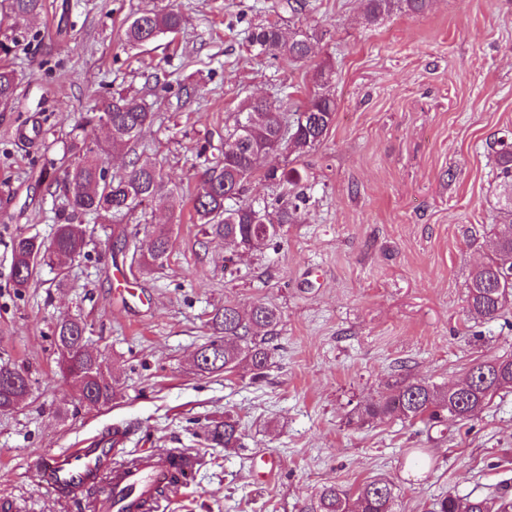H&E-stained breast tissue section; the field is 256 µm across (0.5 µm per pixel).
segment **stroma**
<instances>
[{
  "instance_id": "1",
  "label": "stroma",
  "mask_w": 512,
  "mask_h": 512,
  "mask_svg": "<svg viewBox=\"0 0 512 512\" xmlns=\"http://www.w3.org/2000/svg\"><path fill=\"white\" fill-rule=\"evenodd\" d=\"M46 0L9 66L16 96L0 110V366L29 370L32 390L0 412V512H89L87 497L38 485V456L78 448L118 428L122 454L149 449L197 458L193 478L164 512H303L320 489L353 493L384 477L396 512H431L440 496H512V391L467 422L362 425L356 407L410 375L459 381L480 360L512 356V324L473 318L467 282L491 252L500 223L496 141L512 132V0H433L423 15L367 21L362 0ZM174 5L183 29L140 49L123 32L135 14ZM279 22L306 33L304 61L266 60L250 27ZM335 120L303 155L261 160L246 185L259 201L279 188L270 167L297 169L302 198L282 237L253 249L208 240L193 217L204 155L219 153L236 112L254 97L299 103L317 88ZM197 91L183 98L181 87ZM125 89L158 117L141 141L181 210L147 211L172 227L163 267L144 275L112 249V227L89 224L85 255L43 269L25 289L11 279L14 238L47 241L59 223L55 189L40 178L72 128L94 123L100 96ZM37 123L35 140L20 127ZM262 302L281 322L264 378L197 374L209 315L225 303ZM82 320L87 347L116 389L88 409L62 378L52 330ZM241 447L212 443L225 415ZM276 469L258 480L260 459Z\"/></svg>"
}]
</instances>
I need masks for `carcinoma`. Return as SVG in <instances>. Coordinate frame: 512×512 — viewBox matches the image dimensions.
Returning <instances> with one entry per match:
<instances>
[{
	"label": "carcinoma",
	"mask_w": 512,
	"mask_h": 512,
	"mask_svg": "<svg viewBox=\"0 0 512 512\" xmlns=\"http://www.w3.org/2000/svg\"><path fill=\"white\" fill-rule=\"evenodd\" d=\"M432 0H365V16L374 21L398 8L416 16L425 13ZM44 0H0V59H8L22 41L17 29L40 14ZM182 13L173 6L144 11L127 25L125 44L138 48L178 33L183 26ZM257 54L272 59L301 61L309 57L306 38L287 37L276 22L259 24L248 35ZM17 89L16 74L0 65V105L8 106ZM336 102L326 95H314L296 105L295 118H288V103L274 104L264 98L247 102L224 136V149L207 169L206 178L192 198L197 223L206 236L229 245L251 249L280 235L282 225L290 224L298 206L278 196L254 203L243 200L245 185L256 173L263 157L280 153L303 154L320 144L334 121ZM96 119L112 123L107 146L91 145L80 134L72 135L62 160L65 177L59 185L63 197L64 223L58 225L52 240L44 243L36 237L19 236L12 242V278L15 287L25 288L44 265L63 268L68 261L85 255L87 230L82 219L106 218L120 225L115 243L128 245L127 225L136 214L158 206L172 210L179 200L177 187H167L161 169L150 160L133 154L123 172L105 178V156L116 150L134 148L143 129L153 123L155 112L143 101L122 92L105 98ZM498 179L500 210L504 223L496 225L493 254L471 274L467 284L470 313L494 321L512 312V138H500ZM264 178L282 184H295L299 173L275 167ZM171 250V229L156 227L148 237L146 253L140 265L150 271L164 265ZM280 323L278 311L256 303L247 312L233 304L215 310L208 320L213 336L200 349L195 366L200 374L249 372L258 380L272 365L269 337ZM85 324L75 318L58 320L53 329L58 365L72 381H81L79 403L89 408L106 407L114 397V388L101 368L98 355L86 348ZM460 395L448 394V388L407 376L394 381L389 392L356 408V422L398 418L410 423L431 425L448 420L457 412V420L477 417L498 392L512 389V357H500L476 363L465 379ZM28 371L0 367V411H9L30 394ZM211 440L226 448L237 446V425L226 414L224 421L209 431ZM395 494L391 481L376 477L366 481L351 496L336 485L325 486L306 512H395ZM434 512H512V499L505 493L494 498L465 502L448 494L434 504Z\"/></svg>",
	"instance_id": "cac0c4a2"
}]
</instances>
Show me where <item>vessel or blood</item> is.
Returning a JSON list of instances; mask_svg holds the SVG:
<instances>
[{"label": "vessel or blood", "instance_id": "1", "mask_svg": "<svg viewBox=\"0 0 512 512\" xmlns=\"http://www.w3.org/2000/svg\"><path fill=\"white\" fill-rule=\"evenodd\" d=\"M112 455V448L102 440L42 455L39 483L54 491L68 488L76 496L99 485L103 491L94 502L95 512H137L140 501L152 498L158 487L168 483L174 467L194 470L192 460L177 464L169 455H148L142 463L116 467Z\"/></svg>", "mask_w": 512, "mask_h": 512}]
</instances>
